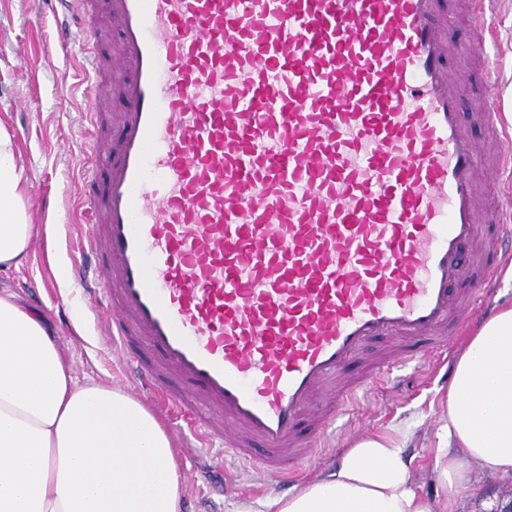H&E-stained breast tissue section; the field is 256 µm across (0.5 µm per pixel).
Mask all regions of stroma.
<instances>
[{
    "label": "stroma",
    "instance_id": "35a3bbf8",
    "mask_svg": "<svg viewBox=\"0 0 512 512\" xmlns=\"http://www.w3.org/2000/svg\"><path fill=\"white\" fill-rule=\"evenodd\" d=\"M60 10L53 0H0V42L26 43L40 59L32 72L7 49L0 51V122L14 135L28 191L39 192L47 201L45 213L32 218L41 235L27 262L17 269L0 270V286L46 313L79 384L111 383L131 392L134 383L112 361L109 340L97 321L96 302L83 292L76 277L82 229L68 193L79 186L80 157L90 146L84 118L90 103L83 93L79 60L57 46L54 15ZM498 29L496 103L512 113V5L507 2L500 8ZM456 357L452 350L446 360L419 363L407 371L400 388L378 385L340 420L343 429L361 426L369 435L403 433V456L433 501L444 494L431 456L435 435L444 423L441 402L448 389L440 365L455 362ZM238 483L237 494L231 496L204 479L185 486L181 512H235L242 504L263 512L267 499L301 489L297 483L282 486L255 470L239 472Z\"/></svg>",
    "mask_w": 512,
    "mask_h": 512
}]
</instances>
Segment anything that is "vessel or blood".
<instances>
[{
  "label": "vessel or blood",
  "mask_w": 512,
  "mask_h": 512,
  "mask_svg": "<svg viewBox=\"0 0 512 512\" xmlns=\"http://www.w3.org/2000/svg\"><path fill=\"white\" fill-rule=\"evenodd\" d=\"M92 112L84 291L115 364L211 458L285 481L467 326L512 258V127L469 136L448 0H60ZM108 58L93 47L105 31Z\"/></svg>",
  "instance_id": "vessel-or-blood-1"
}]
</instances>
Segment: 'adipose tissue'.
<instances>
[{"label": "adipose tissue", "instance_id": "obj_1", "mask_svg": "<svg viewBox=\"0 0 512 512\" xmlns=\"http://www.w3.org/2000/svg\"><path fill=\"white\" fill-rule=\"evenodd\" d=\"M16 145L0 123V269L24 264L38 234ZM432 450L442 488L472 487L469 465L512 474V305L462 342ZM165 423L123 388L78 385L41 311L0 289V512H180ZM265 512H457L415 486L397 434L343 450L330 477L272 498Z\"/></svg>", "mask_w": 512, "mask_h": 512}]
</instances>
